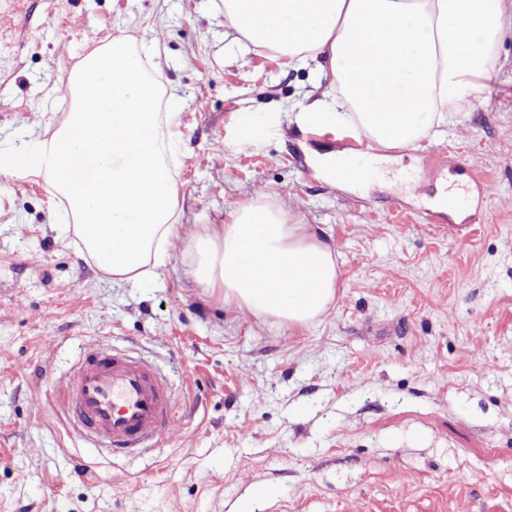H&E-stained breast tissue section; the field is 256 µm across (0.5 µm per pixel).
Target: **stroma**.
Instances as JSON below:
<instances>
[{
  "label": "stroma",
  "mask_w": 512,
  "mask_h": 512,
  "mask_svg": "<svg viewBox=\"0 0 512 512\" xmlns=\"http://www.w3.org/2000/svg\"><path fill=\"white\" fill-rule=\"evenodd\" d=\"M116 37L180 99L182 233L115 282L42 179L0 174V512H512V38L441 136L352 185L318 168L356 139L296 119L323 94L310 66L237 43L221 0H0V154L51 137L72 69ZM265 195L337 250V300L304 327L192 275L193 236ZM91 344L192 406L164 455L69 428L53 390Z\"/></svg>",
  "instance_id": "obj_1"
}]
</instances>
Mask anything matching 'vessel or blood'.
<instances>
[{"label": "vessel or blood", "instance_id": "vessel-or-blood-1", "mask_svg": "<svg viewBox=\"0 0 512 512\" xmlns=\"http://www.w3.org/2000/svg\"><path fill=\"white\" fill-rule=\"evenodd\" d=\"M337 173L361 184L380 168L369 157L357 165L340 163ZM55 400L74 430L97 438L113 457L161 447L179 422L168 379L152 363L114 350L85 349Z\"/></svg>", "mask_w": 512, "mask_h": 512}]
</instances>
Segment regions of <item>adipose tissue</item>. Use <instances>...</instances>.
I'll return each mask as SVG.
<instances>
[{
	"instance_id": "1",
	"label": "adipose tissue",
	"mask_w": 512,
	"mask_h": 512,
	"mask_svg": "<svg viewBox=\"0 0 512 512\" xmlns=\"http://www.w3.org/2000/svg\"><path fill=\"white\" fill-rule=\"evenodd\" d=\"M239 40L274 51L285 66L314 61L331 92L299 112L315 127L343 126L383 149L441 135L451 112L501 63L512 0H223ZM72 107L37 150L11 154L42 178L95 265L115 281L150 276L181 233L170 165V109L127 42L112 39L73 68ZM376 96L369 105L368 96ZM168 111H161V103ZM196 280L225 302L304 326L336 300L334 248L281 206L232 208L221 230L192 238Z\"/></svg>"
}]
</instances>
